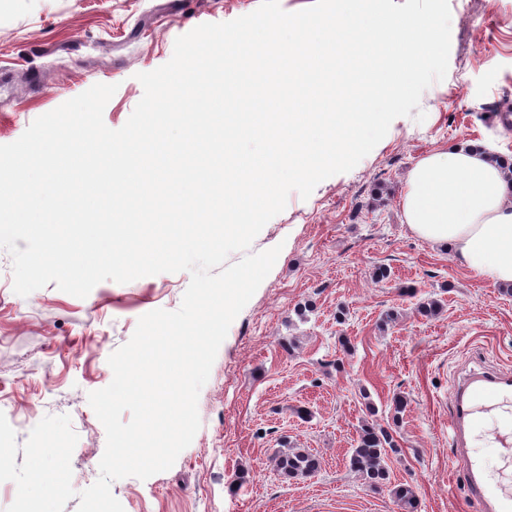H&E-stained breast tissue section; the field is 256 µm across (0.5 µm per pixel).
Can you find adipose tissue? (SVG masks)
Returning <instances> with one entry per match:
<instances>
[{
    "instance_id": "obj_1",
    "label": "adipose tissue",
    "mask_w": 512,
    "mask_h": 512,
    "mask_svg": "<svg viewBox=\"0 0 512 512\" xmlns=\"http://www.w3.org/2000/svg\"><path fill=\"white\" fill-rule=\"evenodd\" d=\"M402 208L417 236L452 248L483 280L512 288V172L489 154L456 145L423 157Z\"/></svg>"
}]
</instances>
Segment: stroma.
<instances>
[{
  "label": "stroma",
  "mask_w": 512,
  "mask_h": 512,
  "mask_svg": "<svg viewBox=\"0 0 512 512\" xmlns=\"http://www.w3.org/2000/svg\"><path fill=\"white\" fill-rule=\"evenodd\" d=\"M259 4L0 0V144L97 83L116 85L103 119L121 128L144 94L137 73L167 63L177 37ZM449 5L448 71L421 96L425 121L396 118L355 168L308 198L290 193L257 235L252 251L281 252L219 348L198 398L200 428L169 470L112 483L124 512H405L348 467L371 417L392 430L390 479L414 487L418 512H478L448 446L452 388L467 368L512 371V292L414 234L401 199L431 152L468 144L512 157V124L493 117L512 104V0ZM379 265L388 281L373 279ZM189 282L161 273L106 280L84 298L52 283L23 297L0 248V412L20 445L43 417L69 415L76 493L98 479L106 445L89 393L111 383L108 358L139 318L178 309ZM428 298L442 305L431 319L415 311ZM391 309L399 320L382 325ZM397 393L407 407L396 421ZM289 446L317 452L320 472L279 475L271 459Z\"/></svg>",
  "instance_id": "35a3bbf8"
}]
</instances>
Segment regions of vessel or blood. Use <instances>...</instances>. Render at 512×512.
<instances>
[{
  "instance_id": "1",
  "label": "vessel or blood",
  "mask_w": 512,
  "mask_h": 512,
  "mask_svg": "<svg viewBox=\"0 0 512 512\" xmlns=\"http://www.w3.org/2000/svg\"><path fill=\"white\" fill-rule=\"evenodd\" d=\"M490 414L512 418V374L478 368L455 389L448 445L461 466L467 494L481 512H512V427L494 436L497 472H490L484 457L469 445Z\"/></svg>"
}]
</instances>
